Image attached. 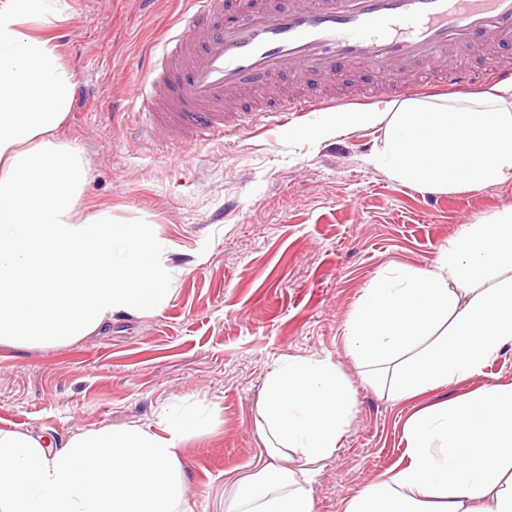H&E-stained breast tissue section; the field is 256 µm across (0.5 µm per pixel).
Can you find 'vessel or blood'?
<instances>
[{
  "mask_svg": "<svg viewBox=\"0 0 512 512\" xmlns=\"http://www.w3.org/2000/svg\"><path fill=\"white\" fill-rule=\"evenodd\" d=\"M192 5L156 55L139 61L147 133L160 141L194 144L258 112L302 116L356 98L298 97L289 89L297 79L332 87L344 73H364L384 101L512 79V0H256L229 22L224 0ZM484 52L501 65L462 67ZM258 89L264 98L246 105Z\"/></svg>",
  "mask_w": 512,
  "mask_h": 512,
  "instance_id": "b4317fda",
  "label": "vessel or blood"
}]
</instances>
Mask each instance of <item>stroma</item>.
<instances>
[{
  "instance_id": "obj_1",
  "label": "stroma",
  "mask_w": 512,
  "mask_h": 512,
  "mask_svg": "<svg viewBox=\"0 0 512 512\" xmlns=\"http://www.w3.org/2000/svg\"><path fill=\"white\" fill-rule=\"evenodd\" d=\"M52 28L75 76L60 137L90 177L81 200L179 246L167 307L121 317L63 346L0 344V430L60 440L91 429L159 430L170 407L206 404L213 424L181 453L195 512H224L226 489L264 465L258 430L264 380L288 357L327 359L352 386L357 411L336 452L314 468L313 512L347 501L402 461V427L429 403L512 383V348L481 374L400 402L366 384L344 324L380 272L432 265L461 224L512 206V179L427 194L378 168L384 125L325 136L311 112L266 116L192 146L148 139L137 88L141 55L183 0H66Z\"/></svg>"
}]
</instances>
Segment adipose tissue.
I'll return each instance as SVG.
<instances>
[{"mask_svg": "<svg viewBox=\"0 0 512 512\" xmlns=\"http://www.w3.org/2000/svg\"><path fill=\"white\" fill-rule=\"evenodd\" d=\"M64 0H0V343L58 346L120 316L158 314L175 271L155 225L88 211L84 155L59 137L75 91L51 34ZM385 124L378 167L451 193L512 178V82L383 111L340 112L324 130ZM366 382L408 400L481 373L512 346V206L461 225L431 267L374 279L345 323ZM356 410L329 361L290 357L264 382L269 461L225 494V512H313L311 468ZM213 411L173 408L162 432L132 425L52 443L0 431V512H192L180 449ZM403 461L344 512H512V384L427 405L404 424ZM297 467L283 465L286 451Z\"/></svg>", "mask_w": 512, "mask_h": 512, "instance_id": "adipose-tissue-1", "label": "adipose tissue"}]
</instances>
